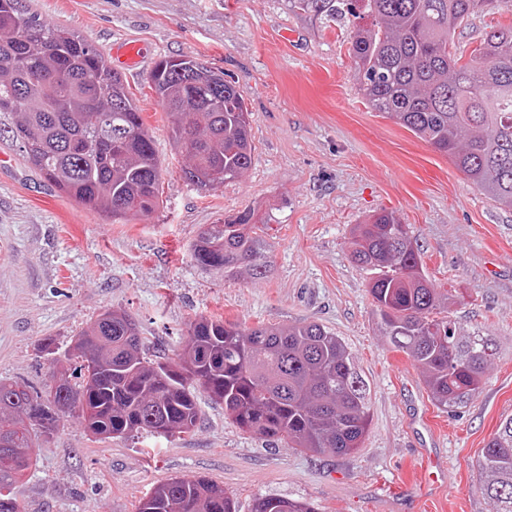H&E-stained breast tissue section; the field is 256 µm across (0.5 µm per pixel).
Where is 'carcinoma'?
I'll return each mask as SVG.
<instances>
[{
  "label": "carcinoma",
  "instance_id": "cac0c4a2",
  "mask_svg": "<svg viewBox=\"0 0 512 512\" xmlns=\"http://www.w3.org/2000/svg\"><path fill=\"white\" fill-rule=\"evenodd\" d=\"M294 7L357 25L349 54L371 108L448 157L480 190L512 208V24L485 33L464 62L452 51L457 27L509 0H293ZM150 87L188 159L184 180L200 189L241 178L252 163L250 113L224 73L189 56L158 62ZM59 192L107 221L146 217L159 207L153 139L120 73L82 34L48 26L28 0H0V140ZM255 212L212 224L190 245L195 266L226 279H263L269 256ZM351 259L371 275L380 329L420 369L440 406L478 393L493 350L462 336L443 314L448 295L427 278L407 225L382 210L357 225ZM66 356L68 375L52 399L0 382V512H20L18 479L30 447L65 414L98 425L94 435L169 437L197 425V397L224 404L242 430L291 448L356 452L369 425L368 383L342 338L322 325L247 327L201 316L188 324L177 359L152 360L137 323L103 313ZM491 512H512V414L477 462ZM316 512L313 504L266 496L252 512ZM138 512H238L224 488L202 477L157 484Z\"/></svg>",
  "mask_w": 512,
  "mask_h": 512
}]
</instances>
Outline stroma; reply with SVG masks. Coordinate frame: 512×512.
<instances>
[{
  "instance_id": "stroma-1",
  "label": "stroma",
  "mask_w": 512,
  "mask_h": 512,
  "mask_svg": "<svg viewBox=\"0 0 512 512\" xmlns=\"http://www.w3.org/2000/svg\"><path fill=\"white\" fill-rule=\"evenodd\" d=\"M53 27L102 52L134 42L122 77L161 162L160 208L107 224L60 195L0 141V381L46 391L53 342L64 352L102 312L139 324L148 357L172 358L199 315L228 323L317 322L336 333L369 383L368 431L351 455L311 453L240 429L199 398L190 433L99 439L68 419L40 442L15 486L22 512H137L158 483L202 476L251 512L255 499L313 502L318 512H490L477 460L512 414V209L447 157L374 112L349 54L355 20L328 21L290 0H31ZM512 9L471 17L453 49L470 57ZM192 56L243 90L254 152L245 176L211 190L182 177L184 157L147 78ZM251 209L270 245L264 279L224 280L194 266L191 242ZM387 210L407 224L430 280L463 335H488L494 360L479 393L437 405L420 370L375 320L369 274L350 259L352 230Z\"/></svg>"
}]
</instances>
